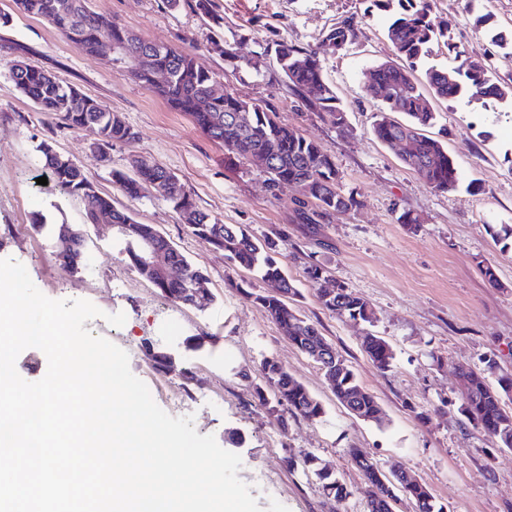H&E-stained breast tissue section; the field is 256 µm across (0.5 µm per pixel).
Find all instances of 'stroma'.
I'll return each instance as SVG.
<instances>
[{"label":"stroma","mask_w":512,"mask_h":512,"mask_svg":"<svg viewBox=\"0 0 512 512\" xmlns=\"http://www.w3.org/2000/svg\"><path fill=\"white\" fill-rule=\"evenodd\" d=\"M215 16L197 11L195 0H89L92 11L144 39L176 45L214 73L218 90L276 109L282 120L321 143L335 161L343 193L356 208L317 224L298 216L307 194L288 184L270 192L264 175L246 159H228L181 112L151 88L135 81L115 52L90 56L79 51L44 19L14 10L0 26V259L23 264L34 285L57 300L84 299L100 309L86 329L124 350L131 372L148 387L155 403L173 417H192L198 434L214 436L242 459L239 478L250 487L262 512H331L315 476L290 469L287 459L313 453L316 465L336 474L352 491L343 512H367L359 471L347 448L360 449L384 472L403 471L423 483L445 512H512V450L493 447L460 421L459 368L482 369L496 354L512 368V245L493 229L512 225V103L483 105L465 97L430 98L436 119L425 127L458 164L459 186L430 188L396 152L372 134L382 97L369 94V73L393 59L384 35V12L366 0H214ZM431 15L448 26L460 50L487 57L497 79L512 86V55L475 25L490 15L512 28V0H430ZM353 19L356 39L334 49L323 37ZM287 41L318 53L328 84L346 112L337 129L308 106L307 95L283 83L269 44ZM230 45L225 61L213 42ZM54 71L118 112L135 131L129 143L114 144L108 158L92 150L90 130L68 129L37 112L9 77L13 60ZM50 142L72 159L99 193L127 208L171 241L210 280L212 299L203 307L180 306L163 297L132 268L125 243L112 225L85 221L82 201L38 189L37 147ZM175 173L202 211L227 224H243L258 238L282 246L283 270L300 291L295 307L315 323L353 370L358 383L378 400L383 425L363 421L339 404L322 371L288 339L244 290H262L256 272L230 267L222 251L193 235L163 199L146 194L129 200L112 181L131 157ZM411 212L418 222L401 223ZM48 219L34 229L36 213ZM82 226L84 259L77 270L56 258V227ZM316 263L333 281L365 298L373 324L337 318L320 303L304 269ZM124 313L123 326L107 315ZM382 336L395 360L377 369L362 349L366 333ZM205 337L202 347L187 340ZM170 353L174 368L158 373L150 350ZM277 359L321 401L315 421L289 417L280 428L252 396L259 368ZM191 371L184 379L183 371Z\"/></svg>","instance_id":"stroma-1"}]
</instances>
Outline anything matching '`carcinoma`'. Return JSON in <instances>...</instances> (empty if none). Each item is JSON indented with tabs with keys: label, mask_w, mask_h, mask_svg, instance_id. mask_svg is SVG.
I'll return each mask as SVG.
<instances>
[{
	"label": "carcinoma",
	"mask_w": 512,
	"mask_h": 512,
	"mask_svg": "<svg viewBox=\"0 0 512 512\" xmlns=\"http://www.w3.org/2000/svg\"><path fill=\"white\" fill-rule=\"evenodd\" d=\"M370 2L390 14L385 35L397 57L395 61L387 60L373 67V79L391 89L386 100L387 110L381 112L376 120L373 134L389 147L396 139L412 136L411 146L400 155V160L431 188L440 192L452 191L460 180L456 162L438 140L422 133V128L432 125L435 120V113L426 108L423 90L427 88L435 97L452 101L472 85L482 98L497 102L511 94L512 88L493 76L491 66L484 59L466 56L457 50L447 39V29L431 18L428 0ZM14 3L20 11L45 19L87 55L94 54L99 40L112 41V48L121 54L131 76L145 85H152L149 74L153 69H166L170 80L156 87V92L172 110L189 115L196 126L211 140L223 144L228 153L238 158L265 154L270 162L265 172L270 192L278 191L287 183L310 185L312 201L302 203L299 212L303 223L315 224L317 218L324 214L345 212L357 206L354 196L340 192L341 176L332 157L318 142L284 123L274 108L226 94L214 99L209 110L197 111V101L208 95L215 78L191 54L168 45L163 53H158V44L89 11L86 0H14ZM476 24L487 27L491 41L501 47H512V30L489 26L485 16L477 17ZM354 37L355 28L350 20L336 23L325 34V40L341 50L350 45ZM441 41L447 45L451 63L430 65L424 69L422 78H417L418 66L432 57L433 46ZM273 53L278 72L288 89L299 94L309 89L314 91L310 108L331 125L345 127L346 112L326 82L317 53L286 41L274 43ZM9 75L17 90L33 103L37 111L72 129L93 128L101 146L108 150L116 143H129L136 137L118 113L64 83L49 70L14 60L9 67ZM392 112L404 114L407 120L392 119ZM237 114L246 116L245 124L239 127L234 125ZM38 151L44 176L61 194L83 200L89 223L96 222L99 213L109 210L112 223L128 225L127 254L131 264L165 298L188 305L191 298L186 295L187 291L209 287V279L202 270L190 263L154 226L137 223L129 213L113 207L112 200L98 192L76 163L58 154L46 141L39 144ZM112 178L132 200L140 198L148 190L153 191L181 215L196 237L224 252L231 267L257 271L265 288L258 292L243 289V296L288 330L289 340L319 366L331 383L336 400L343 407L364 421L382 422L376 398L359 385L353 370L317 326L288 304V300L298 296L299 291L286 280L276 258L280 254L278 243L271 239L262 241L241 224H225L201 211L178 176L158 164L135 159L132 173L114 170ZM146 241L152 242L156 250L170 255L183 266L185 276L182 281L166 283L141 265L140 247ZM57 257L63 266L76 269L82 259V248L62 250ZM318 298L322 306L338 318L369 325L374 322V312L369 303L342 284L319 289ZM362 349L378 369L391 367L394 351L384 338L369 333L363 339ZM260 376L272 390L274 400H269L258 384L254 387L255 396L259 405L279 425H287L288 413L308 421L323 416L322 403L288 374L277 360L263 359ZM458 377L461 394L458 412L465 424L482 432L494 446L511 449L512 410L507 408V402H512V371L503 369L492 354L485 359V372L462 367ZM347 455L362 474L367 487L376 489V498L370 502L369 512H390L392 501L409 506L412 512H444V506L436 502L427 487L409 475L404 473L402 479L392 481L359 449L349 448ZM298 464L313 470L327 499L341 504L352 495L339 478L312 469V453L306 452L298 459L288 458L289 466Z\"/></svg>",
	"instance_id": "cac0c4a2"
}]
</instances>
